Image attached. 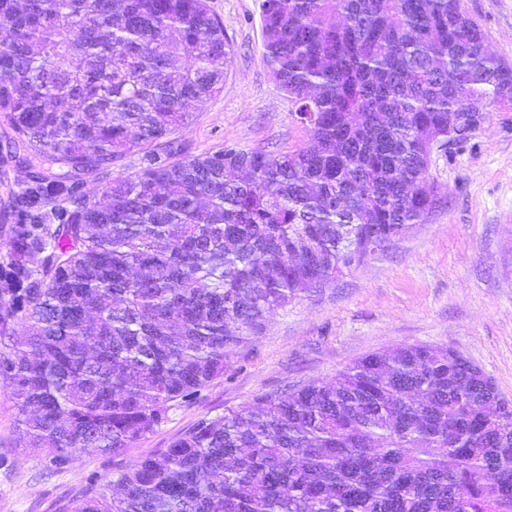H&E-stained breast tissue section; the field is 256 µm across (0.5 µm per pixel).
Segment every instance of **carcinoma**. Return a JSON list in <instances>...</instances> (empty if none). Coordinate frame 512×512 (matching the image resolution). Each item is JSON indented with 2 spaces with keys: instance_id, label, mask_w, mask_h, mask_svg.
<instances>
[{
  "instance_id": "carcinoma-1",
  "label": "carcinoma",
  "mask_w": 512,
  "mask_h": 512,
  "mask_svg": "<svg viewBox=\"0 0 512 512\" xmlns=\"http://www.w3.org/2000/svg\"><path fill=\"white\" fill-rule=\"evenodd\" d=\"M310 145L173 162L232 48L206 0H0V381L28 447L118 456L267 316L424 222L434 146L512 98L460 0H260ZM134 174L87 179L118 155ZM73 512H512V402L407 344L198 421ZM141 154L138 153H125L122 158L118 159L115 163L110 174L103 178L93 177L90 178L86 184V191L91 195L97 193L101 188L120 173H133L140 168Z\"/></svg>"
}]
</instances>
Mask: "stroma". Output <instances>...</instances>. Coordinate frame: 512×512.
<instances>
[{"label":"stroma","instance_id":"1","mask_svg":"<svg viewBox=\"0 0 512 512\" xmlns=\"http://www.w3.org/2000/svg\"><path fill=\"white\" fill-rule=\"evenodd\" d=\"M233 58L222 90L173 136L177 158L233 145L285 151L310 142L295 106L263 63L259 0H207ZM491 50L512 64V0H461ZM465 142L434 148L439 202L424 224L343 277L278 309L224 375L120 456L76 455L49 467L25 444L0 385V512H69L89 490L168 444L197 421L257 395L331 378L354 360L405 344L462 354L512 400V101L482 100Z\"/></svg>","mask_w":512,"mask_h":512}]
</instances>
